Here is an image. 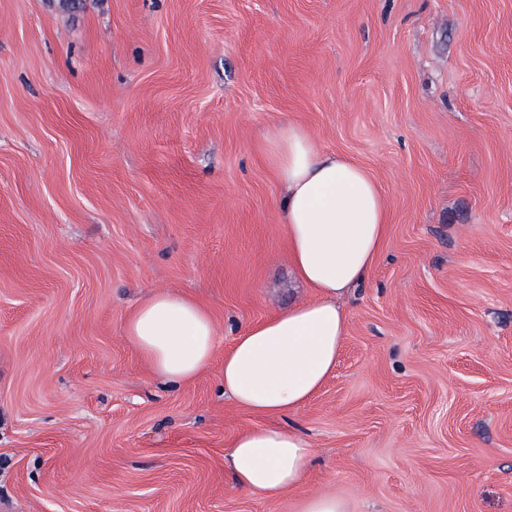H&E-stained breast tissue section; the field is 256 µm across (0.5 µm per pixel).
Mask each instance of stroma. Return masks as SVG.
I'll return each instance as SVG.
<instances>
[{
	"instance_id": "1",
	"label": "stroma",
	"mask_w": 512,
	"mask_h": 512,
	"mask_svg": "<svg viewBox=\"0 0 512 512\" xmlns=\"http://www.w3.org/2000/svg\"><path fill=\"white\" fill-rule=\"evenodd\" d=\"M368 168L390 228L294 416L298 489L238 490L224 352L307 299L260 146ZM163 290L191 382L128 345ZM512 512V0H0V512ZM124 332L153 373L171 384L193 379L214 358L216 328L210 313L179 294L156 291L140 300ZM301 512H347L345 503L336 496L320 495L304 500Z\"/></svg>"
}]
</instances>
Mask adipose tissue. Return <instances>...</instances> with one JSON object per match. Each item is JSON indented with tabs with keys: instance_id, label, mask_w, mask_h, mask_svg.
Masks as SVG:
<instances>
[{
	"instance_id": "adipose-tissue-1",
	"label": "adipose tissue",
	"mask_w": 512,
	"mask_h": 512,
	"mask_svg": "<svg viewBox=\"0 0 512 512\" xmlns=\"http://www.w3.org/2000/svg\"><path fill=\"white\" fill-rule=\"evenodd\" d=\"M262 152L281 186L290 264L314 297L248 326L224 353L225 395L280 420L245 430L230 445L227 466L249 494L289 492L305 481L313 450L282 420L334 373L349 328L341 299L369 275L389 231L382 185L351 158L322 150L304 127L280 125ZM124 332L153 373L171 384L193 379L214 358L210 313L179 294L156 291L140 300Z\"/></svg>"
}]
</instances>
